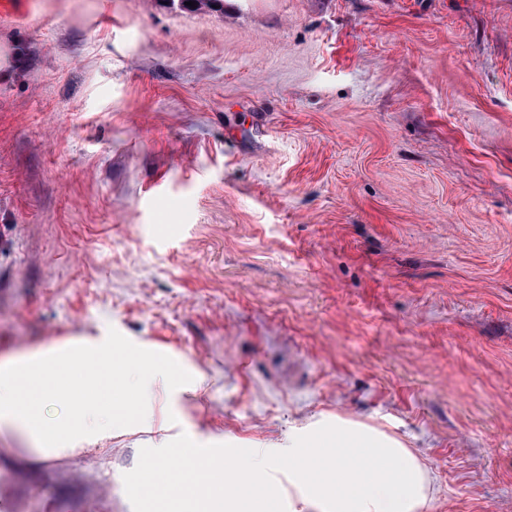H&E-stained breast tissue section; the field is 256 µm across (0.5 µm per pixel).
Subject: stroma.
Listing matches in <instances>:
<instances>
[{"instance_id":"obj_1","label":"stroma","mask_w":512,"mask_h":512,"mask_svg":"<svg viewBox=\"0 0 512 512\" xmlns=\"http://www.w3.org/2000/svg\"><path fill=\"white\" fill-rule=\"evenodd\" d=\"M112 334L206 379L39 459L0 512H134L188 429L262 452L337 418L512 512V0H24L0 19V354Z\"/></svg>"}]
</instances>
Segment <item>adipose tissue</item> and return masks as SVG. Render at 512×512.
<instances>
[{"instance_id":"adipose-tissue-1","label":"adipose tissue","mask_w":512,"mask_h":512,"mask_svg":"<svg viewBox=\"0 0 512 512\" xmlns=\"http://www.w3.org/2000/svg\"><path fill=\"white\" fill-rule=\"evenodd\" d=\"M177 397L203 381L143 344L80 336L0 356V431L48 457L93 446L139 422L146 385ZM289 512H428L433 476L417 455L374 426L337 421L288 451Z\"/></svg>"}]
</instances>
